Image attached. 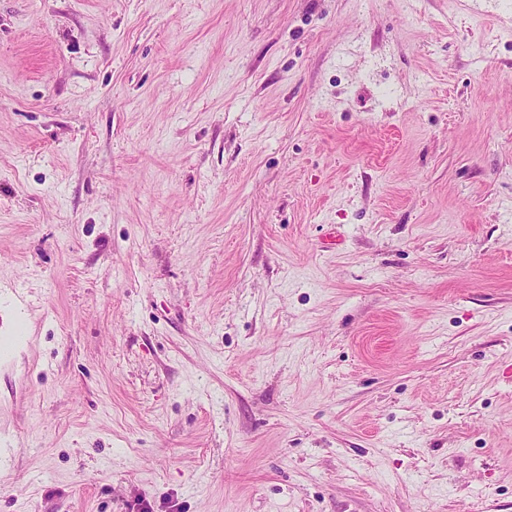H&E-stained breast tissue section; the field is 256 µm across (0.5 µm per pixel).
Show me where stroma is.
<instances>
[{"label": "stroma", "mask_w": 512, "mask_h": 512, "mask_svg": "<svg viewBox=\"0 0 512 512\" xmlns=\"http://www.w3.org/2000/svg\"><path fill=\"white\" fill-rule=\"evenodd\" d=\"M0 512H512V0H0Z\"/></svg>", "instance_id": "1"}]
</instances>
